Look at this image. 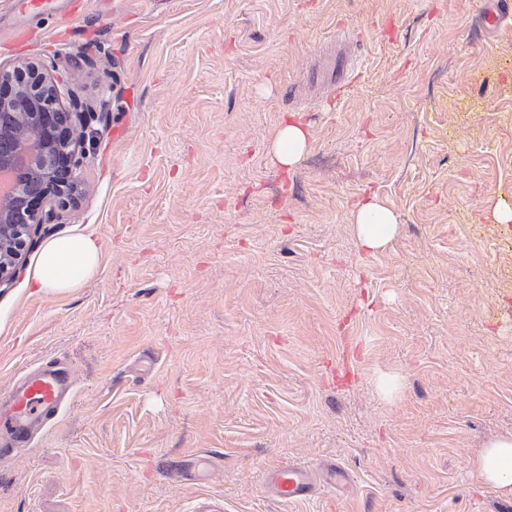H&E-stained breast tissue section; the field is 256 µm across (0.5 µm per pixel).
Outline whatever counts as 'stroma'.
<instances>
[{"label": "stroma", "instance_id": "obj_1", "mask_svg": "<svg viewBox=\"0 0 512 512\" xmlns=\"http://www.w3.org/2000/svg\"><path fill=\"white\" fill-rule=\"evenodd\" d=\"M0 66L58 65L84 101L77 206L0 288V388L58 361L63 417L0 463V512H512L473 468L512 434V15L498 0H58ZM326 98L305 74L338 49ZM298 119L291 168L270 148ZM398 218L363 248L354 211ZM99 274L29 295L46 240ZM394 384L391 393L381 380ZM291 464L350 476L307 500ZM355 218L358 237L367 250L383 249L393 239L397 216L375 197L368 198L358 206ZM267 490L282 501L308 498L316 492V481L306 469L281 465L266 474Z\"/></svg>", "mask_w": 512, "mask_h": 512}]
</instances>
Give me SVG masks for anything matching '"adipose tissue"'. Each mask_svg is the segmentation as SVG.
Returning <instances> with one entry per match:
<instances>
[{
    "label": "adipose tissue",
    "instance_id": "adipose-tissue-1",
    "mask_svg": "<svg viewBox=\"0 0 512 512\" xmlns=\"http://www.w3.org/2000/svg\"><path fill=\"white\" fill-rule=\"evenodd\" d=\"M355 218L358 237L366 249H383L393 239L397 216L378 199L363 201ZM102 253L101 241L90 234L53 237L43 245L26 285L35 294L76 291L97 276ZM474 469L483 482L502 496L512 497V434L491 441L476 459Z\"/></svg>",
    "mask_w": 512,
    "mask_h": 512
}]
</instances>
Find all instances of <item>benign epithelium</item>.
I'll return each instance as SVG.
<instances>
[{"label": "benign epithelium", "mask_w": 512, "mask_h": 512, "mask_svg": "<svg viewBox=\"0 0 512 512\" xmlns=\"http://www.w3.org/2000/svg\"><path fill=\"white\" fill-rule=\"evenodd\" d=\"M53 71L56 75L48 78L40 66L25 61L11 70L0 68V143L7 140L12 120L24 119L45 134L38 153L19 145L0 148V177L13 174L23 161L41 183L37 193L14 182L0 187V286L12 283L19 274L33 231L57 219L54 209L44 211L39 203L48 198L65 208L76 200L75 183L59 181L58 172L80 163L72 148L71 126L73 119L81 122L83 116L94 113V107L74 94L64 71L57 67ZM23 100L30 103L29 111H15Z\"/></svg>", "instance_id": "benign-epithelium-1"}]
</instances>
